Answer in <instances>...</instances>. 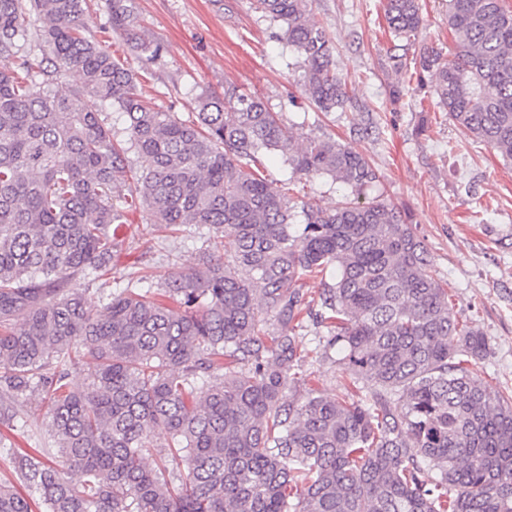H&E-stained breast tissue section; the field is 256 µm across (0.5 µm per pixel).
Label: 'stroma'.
Returning a JSON list of instances; mask_svg holds the SVG:
<instances>
[{
  "label": "stroma",
  "instance_id": "obj_1",
  "mask_svg": "<svg viewBox=\"0 0 512 512\" xmlns=\"http://www.w3.org/2000/svg\"><path fill=\"white\" fill-rule=\"evenodd\" d=\"M142 27L161 46L155 59L138 55L122 33L109 31L105 0H87L86 24L113 57L133 70L164 111L188 119L201 94L226 84L259 95L295 132L333 136L365 155L381 175L380 193L404 212L453 296L460 322L490 343L477 365L488 392L512 391V164L436 111L430 81L397 79L389 60L382 0H313L312 16L329 35L337 72L352 82L354 108L319 112L302 91L303 63L252 0H135ZM425 26L407 47L418 71L425 46L453 50L446 0H420ZM149 214L129 215L122 250L112 257L111 289L126 284L133 258L162 287L174 273L199 266L206 245L194 229L177 236L152 230ZM348 380L338 364L316 358L306 387L340 398Z\"/></svg>",
  "mask_w": 512,
  "mask_h": 512
}]
</instances>
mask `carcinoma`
<instances>
[{"mask_svg":"<svg viewBox=\"0 0 512 512\" xmlns=\"http://www.w3.org/2000/svg\"><path fill=\"white\" fill-rule=\"evenodd\" d=\"M85 2L0 0V421L24 434L14 402L48 403L62 467L42 448L10 453L45 512H512V394H487L474 370L486 340L457 319L404 214L373 194L377 169L331 137L295 135L234 86L201 95L188 120L157 108L87 36ZM28 9L42 20L36 65L22 54ZM108 9L134 52L160 55L135 0ZM256 9L286 24L306 99L344 111L349 84L309 0ZM383 9L393 37L418 39L419 0ZM448 30L452 55L420 53L435 105L512 162V10L448 0ZM72 72L79 84L53 93ZM113 106L121 139L102 118ZM131 153L145 165L130 183ZM268 153L353 198L293 223L260 170ZM137 208L171 234L206 232L224 259L157 290L132 277L89 309L76 282L107 283ZM315 279L316 297L302 288ZM312 326L326 336L306 350ZM331 350L348 394L291 396L311 355ZM0 512L32 510L1 482Z\"/></svg>","mask_w":512,"mask_h":512,"instance_id":"cac0c4a2","label":"carcinoma"}]
</instances>
